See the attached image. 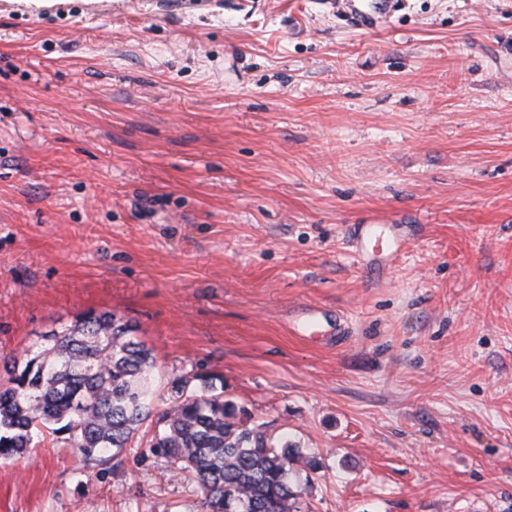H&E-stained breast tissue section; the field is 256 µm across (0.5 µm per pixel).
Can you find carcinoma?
<instances>
[{
	"instance_id": "carcinoma-1",
	"label": "carcinoma",
	"mask_w": 512,
	"mask_h": 512,
	"mask_svg": "<svg viewBox=\"0 0 512 512\" xmlns=\"http://www.w3.org/2000/svg\"><path fill=\"white\" fill-rule=\"evenodd\" d=\"M155 368L153 350L112 312L52 331L38 349L5 364L0 460L25 455L36 436L64 435L87 466L105 463L152 416ZM195 380L192 390L186 382L173 386L174 400L157 415L148 452L175 475H193L206 512H224L226 501L245 512H301L303 490L291 480V466L303 457L314 470L315 457L237 418L216 378Z\"/></svg>"
}]
</instances>
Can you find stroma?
I'll use <instances>...</instances> for the list:
<instances>
[{"mask_svg":"<svg viewBox=\"0 0 512 512\" xmlns=\"http://www.w3.org/2000/svg\"><path fill=\"white\" fill-rule=\"evenodd\" d=\"M0 0V379L94 310L316 457L302 512H512V0ZM384 238L361 242L358 228ZM147 420L0 512H204ZM342 8H347L348 13L352 20H355L358 25L373 26L375 15L386 17L393 11L394 1L392 0H376L373 2L372 11L364 12L355 7V1H340Z\"/></svg>","mask_w":512,"mask_h":512,"instance_id":"35a3bbf8","label":"stroma"}]
</instances>
